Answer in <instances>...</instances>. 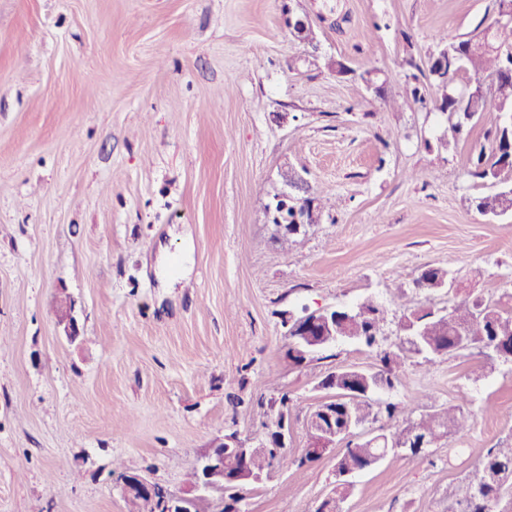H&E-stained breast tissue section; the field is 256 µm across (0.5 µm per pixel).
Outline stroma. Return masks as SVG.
<instances>
[{
	"instance_id": "stroma-1",
	"label": "stroma",
	"mask_w": 512,
	"mask_h": 512,
	"mask_svg": "<svg viewBox=\"0 0 512 512\" xmlns=\"http://www.w3.org/2000/svg\"><path fill=\"white\" fill-rule=\"evenodd\" d=\"M491 5L0 0V512H126L122 470L181 492L214 440L261 438L284 394L288 453L304 455L320 381L379 362L341 343L295 365L286 318L371 298L392 343L406 309L512 304V215L479 214L490 188L467 175L503 116L446 147L420 71L440 34L493 23ZM414 86L423 101L406 98ZM288 168L336 207L285 251L265 205ZM428 267L454 288H417ZM420 398L463 404L472 427L425 455L388 453L354 477L345 512H457V483L512 444V360L414 357L375 396ZM336 458L275 468L247 512H315Z\"/></svg>"
}]
</instances>
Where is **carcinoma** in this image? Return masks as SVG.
Returning a JSON list of instances; mask_svg holds the SVG:
<instances>
[{
    "label": "carcinoma",
    "mask_w": 512,
    "mask_h": 512,
    "mask_svg": "<svg viewBox=\"0 0 512 512\" xmlns=\"http://www.w3.org/2000/svg\"><path fill=\"white\" fill-rule=\"evenodd\" d=\"M495 31L489 39L468 38L443 34L439 37L437 52L427 61L430 85L440 95L439 109L457 115L448 120L444 143L451 147L469 136L470 122L483 112L497 111L504 114V120L493 129L485 131L484 143L472 156L470 176L482 182L501 185L493 194L475 200L476 209L487 217L499 216L500 209L511 198L504 197L512 192V21H495ZM456 61L452 72H466L476 80H498L500 86L495 92L466 98L448 94V83L440 80V56L443 52ZM387 310L372 299H365L350 310H336V335L343 342H353L370 350H377L381 368L365 372L347 369L328 373L321 386L347 388L349 392L334 393L336 418L327 426L325 437L340 444L345 443L343 453L336 459L341 470L373 468L381 455L380 448H365L362 443L336 436V430L346 423L364 424L373 417L372 396L377 391V380L394 377L385 390L395 389L402 365L411 358L404 341L388 349H379V339L386 335ZM421 321L424 327L426 345L434 351L424 355L432 356L459 351L468 346L489 348L505 359L512 360V306L503 307L483 297L455 301L446 308V315L435 316L430 311L414 310L402 316L398 325L399 335L407 336V322L412 318ZM419 406L388 403L385 412L389 419H400L403 430L412 432L418 438L438 442L448 431L462 432L471 426V415L461 404H450L425 413L417 412ZM312 460L309 455L300 459L288 457L283 448H261L252 460L253 469L267 474L274 467L297 466ZM512 490V446L491 448L476 466L474 473L458 486L456 496L462 505L461 512H500L498 505L505 490Z\"/></svg>",
    "instance_id": "carcinoma-1"
}]
</instances>
